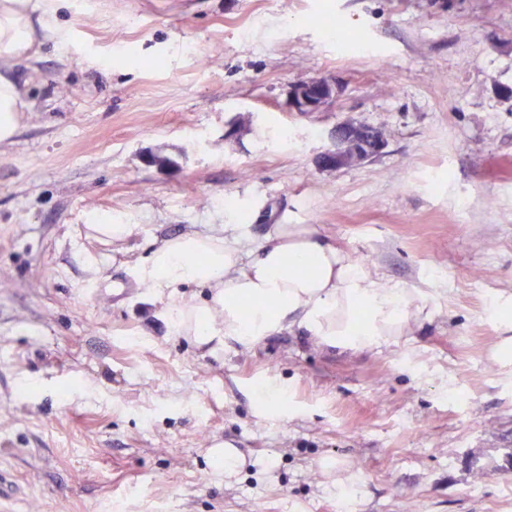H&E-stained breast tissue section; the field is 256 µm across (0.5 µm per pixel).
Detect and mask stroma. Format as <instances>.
Instances as JSON below:
<instances>
[{
    "label": "stroma",
    "mask_w": 512,
    "mask_h": 512,
    "mask_svg": "<svg viewBox=\"0 0 512 512\" xmlns=\"http://www.w3.org/2000/svg\"><path fill=\"white\" fill-rule=\"evenodd\" d=\"M56 20L12 67L30 107L0 147V512H512V0H58ZM321 78L331 103L296 111ZM348 120L383 152L321 169ZM234 202L254 242L309 224L401 290V335L178 332L138 269ZM335 86L329 81L307 80L293 85L290 98L295 110L318 112L334 97Z\"/></svg>",
    "instance_id": "35a3bbf8"
}]
</instances>
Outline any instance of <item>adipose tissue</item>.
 <instances>
[{
	"label": "adipose tissue",
	"mask_w": 512,
	"mask_h": 512,
	"mask_svg": "<svg viewBox=\"0 0 512 512\" xmlns=\"http://www.w3.org/2000/svg\"><path fill=\"white\" fill-rule=\"evenodd\" d=\"M55 0H0V145L15 136L29 104L7 69L27 56L36 38L56 32ZM38 19H31V12ZM204 263L197 264L193 255ZM142 282L167 297L176 327L203 343L258 337L300 324L319 341L362 348L399 335L406 306L393 288H376L337 247L308 224H278L259 244L240 231L187 232L158 246L139 270ZM206 288L199 304L179 297L187 286ZM248 299L250 310L238 302Z\"/></svg>",
	"instance_id": "ef3b65f1"
}]
</instances>
